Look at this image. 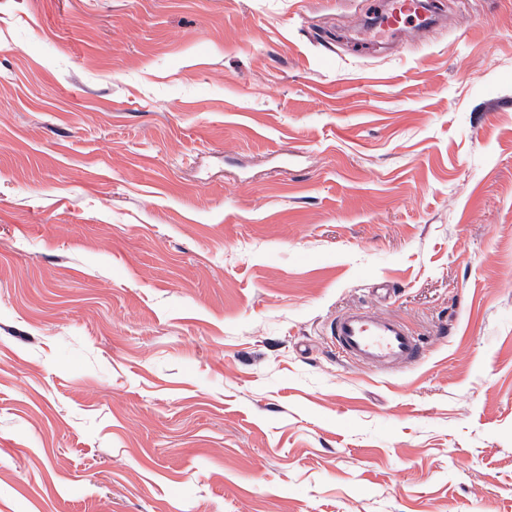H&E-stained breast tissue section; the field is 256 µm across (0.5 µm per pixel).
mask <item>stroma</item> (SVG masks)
I'll return each mask as SVG.
<instances>
[{
  "mask_svg": "<svg viewBox=\"0 0 512 512\" xmlns=\"http://www.w3.org/2000/svg\"><path fill=\"white\" fill-rule=\"evenodd\" d=\"M378 2L0 0V512H512V0ZM331 334L345 356L377 369L410 364L420 354L419 343L405 323L368 310L336 317Z\"/></svg>",
  "mask_w": 512,
  "mask_h": 512,
  "instance_id": "stroma-1",
  "label": "stroma"
}]
</instances>
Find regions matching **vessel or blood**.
<instances>
[{
	"instance_id": "b4317fda",
	"label": "vessel or blood",
	"mask_w": 512,
	"mask_h": 512,
	"mask_svg": "<svg viewBox=\"0 0 512 512\" xmlns=\"http://www.w3.org/2000/svg\"><path fill=\"white\" fill-rule=\"evenodd\" d=\"M331 334L345 356L377 369L412 363L420 354L405 323L363 309L336 317Z\"/></svg>"
}]
</instances>
